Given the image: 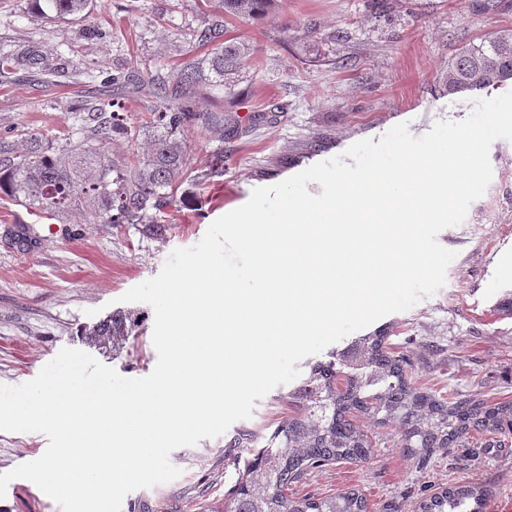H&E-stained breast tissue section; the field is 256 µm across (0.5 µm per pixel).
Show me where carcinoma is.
Instances as JSON below:
<instances>
[{"label": "carcinoma", "mask_w": 512, "mask_h": 512, "mask_svg": "<svg viewBox=\"0 0 512 512\" xmlns=\"http://www.w3.org/2000/svg\"><path fill=\"white\" fill-rule=\"evenodd\" d=\"M39 19L81 20L92 0H28ZM216 12L188 29L190 41L207 51L180 67L162 72L129 66L104 77L124 93L153 100L147 153L126 161L112 154V140L134 139L124 107L113 102L84 109L81 137L55 144L37 134L0 136V197L59 222L75 214L81 224H138L146 237L160 236L166 216L178 208L175 197L185 182L196 185L224 173V147L210 155L205 173H193L188 134L195 128L224 132V114L201 111L202 102L224 98V78L238 72L251 48L224 39V19H255L277 0H215ZM512 82V28L471 42L448 60L446 86L453 96L476 88ZM134 320L118 312L85 332L101 348L122 345ZM409 356L392 349L381 333L364 336L346 353L316 362L284 402L298 417L263 435L242 430L234 447L250 455L224 512H366L353 490L331 496L294 497L290 485L307 471L336 462H365L371 453L367 435L352 422L360 416L403 430V448L421 459L476 432L512 433V402L444 401L411 382ZM489 489L480 484L450 486L418 505V512H483Z\"/></svg>", "instance_id": "cac0c4a2"}]
</instances>
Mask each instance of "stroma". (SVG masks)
Listing matches in <instances>:
<instances>
[{
  "instance_id": "1",
  "label": "stroma",
  "mask_w": 512,
  "mask_h": 512,
  "mask_svg": "<svg viewBox=\"0 0 512 512\" xmlns=\"http://www.w3.org/2000/svg\"><path fill=\"white\" fill-rule=\"evenodd\" d=\"M206 0H95L82 22H47L27 0H0V58L13 73L0 77V135L18 129L49 139L73 136L72 109L112 101L110 86L90 73L131 61L174 68L190 59L181 38L198 24ZM316 24L317 36L304 31ZM512 27V0H279L258 20L228 19L226 38L251 54L223 101L238 134L220 140L202 128L190 132L197 171L216 146L224 173L203 186L182 185L185 201L163 236L143 237L125 224H76L71 234L8 199H0V384L34 379L62 348L84 351L126 378L149 375L157 362L154 311L124 303L131 287L155 277L170 253L195 245L218 217L244 205L253 190L272 186L355 142L380 139L405 122L413 136L442 120L466 118L493 89L449 96L448 59L490 30ZM493 177L465 221L441 231L439 243L456 251L444 286L407 311L364 328L386 333L395 351L413 362L412 379L436 396L490 403L512 400V316L498 306L512 293V141L490 148ZM125 312L138 325L123 348L89 344L83 332ZM280 385L258 400L251 418L219 437L181 447L170 461L175 480L130 493L121 512H224L243 460L230 445L238 431L271 433L294 417ZM367 462L315 468L294 484L296 496L324 497L359 490L366 512H417L420 501L452 485L491 491L484 512H512V435L477 434L424 462L406 456L402 431L369 419ZM44 434L0 431V473L36 460ZM0 512H61L32 482L17 478L0 499Z\"/></svg>"
}]
</instances>
